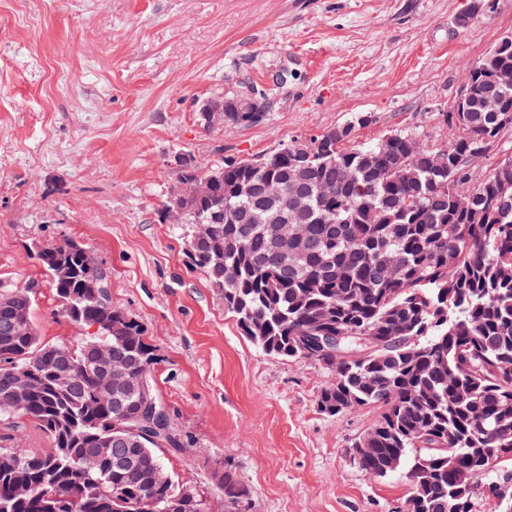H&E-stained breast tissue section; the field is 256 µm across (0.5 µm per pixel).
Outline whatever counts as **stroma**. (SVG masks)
Here are the masks:
<instances>
[{
	"label": "stroma",
	"mask_w": 512,
	"mask_h": 512,
	"mask_svg": "<svg viewBox=\"0 0 512 512\" xmlns=\"http://www.w3.org/2000/svg\"><path fill=\"white\" fill-rule=\"evenodd\" d=\"M510 35L512 0H0V281L35 284L42 340L77 345L88 330L61 316L35 252L90 250L189 441L163 461L211 512L227 465L251 512H393L405 480L349 458L374 413L322 414L326 373L242 334L164 205L186 163L265 158L359 117V144L446 143L468 68ZM244 83L266 92L263 120L208 125L201 105Z\"/></svg>",
	"instance_id": "obj_1"
}]
</instances>
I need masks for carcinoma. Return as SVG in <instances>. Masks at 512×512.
Returning a JSON list of instances; mask_svg holds the SVG:
<instances>
[{"label": "carcinoma", "mask_w": 512, "mask_h": 512, "mask_svg": "<svg viewBox=\"0 0 512 512\" xmlns=\"http://www.w3.org/2000/svg\"><path fill=\"white\" fill-rule=\"evenodd\" d=\"M512 67V45L495 47L472 66L476 81L495 87L496 71ZM244 85L224 95L240 108L253 94ZM449 121L454 140L432 145L412 133L378 143L351 144L358 118L339 125L323 149L319 137L296 138L288 147L302 155L290 166L272 155L249 164L226 160L203 170L186 165L166 201L185 224H208V240L187 239L191 268L204 273L224 298V309L252 343L274 359H306L329 373L317 406L375 414L352 447L355 464L372 479L398 474L409 486L402 512H512L480 491L495 474L491 461L512 469V156L482 178L472 179V144L490 149L512 134L511 112L472 111ZM448 155L433 168L430 156ZM407 164L419 169L400 179ZM250 178L258 193H238ZM310 196L307 209L288 223L314 242L296 263L282 267L285 252L271 233L281 213L276 193L295 182ZM474 195L469 210L454 205V191ZM37 260L50 278L59 310L77 326L100 324L76 346L48 345L33 321L36 294L0 282V321L20 318V336L0 335V424L23 421L47 434L44 450L18 448L0 435V459H33L29 473L35 498L9 495L13 476L0 471V512H166L183 496L153 441L140 439L142 464L113 466L95 448L125 436L121 414L98 403L93 374L78 375L79 393L57 387L49 360L56 350L83 365L94 346H116L131 376H149L156 355L144 327L112 303L110 289L99 302L84 298L85 281L107 274L90 252L74 244L45 248ZM340 337V352L317 355L313 336ZM36 373V392L20 411L11 410L14 364ZM224 512H248L250 490L232 469L216 474Z\"/></svg>", "instance_id": "cac0c4a2"}]
</instances>
